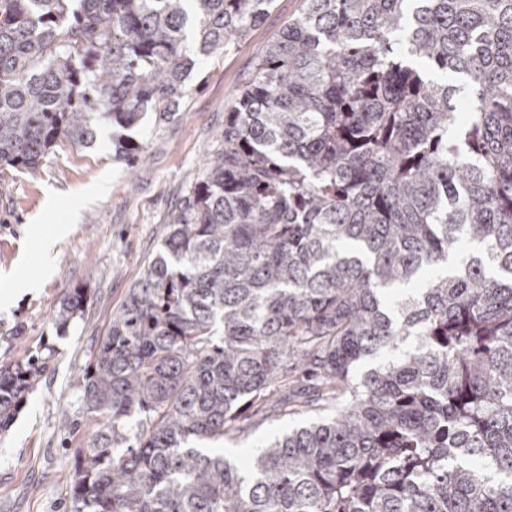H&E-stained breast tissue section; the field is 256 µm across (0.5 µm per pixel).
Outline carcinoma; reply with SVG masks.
Listing matches in <instances>:
<instances>
[{
    "instance_id": "carcinoma-1",
    "label": "carcinoma",
    "mask_w": 512,
    "mask_h": 512,
    "mask_svg": "<svg viewBox=\"0 0 512 512\" xmlns=\"http://www.w3.org/2000/svg\"><path fill=\"white\" fill-rule=\"evenodd\" d=\"M305 2L79 376L66 512H512V0ZM273 6L0 0V165L171 119ZM272 409L316 421L199 447Z\"/></svg>"
}]
</instances>
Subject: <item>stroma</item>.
Listing matches in <instances>:
<instances>
[{
    "mask_svg": "<svg viewBox=\"0 0 512 512\" xmlns=\"http://www.w3.org/2000/svg\"><path fill=\"white\" fill-rule=\"evenodd\" d=\"M304 8V0H275L231 52L202 57L172 120L160 124L150 113L128 129L140 145L134 166L115 155L113 129L105 122L92 146L60 143L36 174L0 165V287L20 274L37 285L12 306H0V366L25 361L40 345L53 352L48 371L0 435V512H64L73 458L95 427L77 386L94 342L160 248L172 212L202 174L206 153L218 148L224 114L255 57ZM63 225L68 231L62 236ZM53 235L58 241L48 272L42 242ZM71 288L85 289L87 303L61 331L54 316ZM304 421L278 416L224 445L242 463L252 449Z\"/></svg>",
    "mask_w": 512,
    "mask_h": 512,
    "instance_id": "35a3bbf8",
    "label": "stroma"
}]
</instances>
